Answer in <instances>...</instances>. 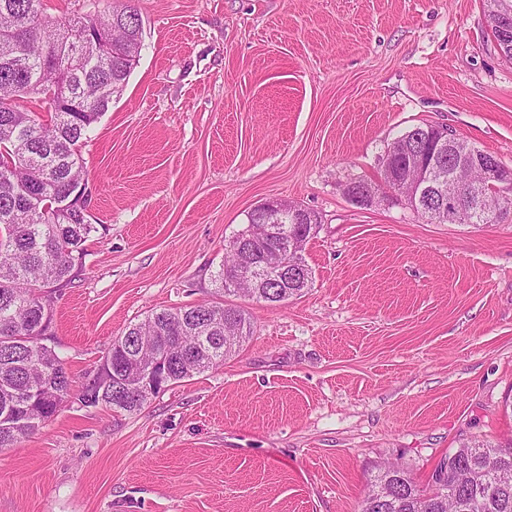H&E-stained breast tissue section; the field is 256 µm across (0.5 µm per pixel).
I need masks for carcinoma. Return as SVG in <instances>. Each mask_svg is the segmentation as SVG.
I'll return each mask as SVG.
<instances>
[{
    "mask_svg": "<svg viewBox=\"0 0 512 512\" xmlns=\"http://www.w3.org/2000/svg\"><path fill=\"white\" fill-rule=\"evenodd\" d=\"M98 42L81 49L87 26ZM142 18L125 2L107 9L52 17L44 0H0V447L14 445L35 429L30 421L44 406L66 401L76 380L54 348L41 343L51 312L42 288L70 280L82 264L85 243L96 227L80 206L57 210L72 189L87 182L81 149L92 124L127 85L142 43ZM435 125H417L399 137L428 149ZM239 237L243 247L226 250L215 275L218 290L251 300L283 303L301 286L279 282L251 288L236 278L244 264L284 249L285 237H263L257 210ZM229 313L240 336L229 346L202 341L203 322ZM156 348L170 355L168 383H181L224 363L251 335L245 311L199 303L148 315L112 341L111 365L81 385L79 401L137 412L148 398L119 380L142 328ZM388 481L385 501L371 507L374 488ZM360 512H512V439L489 442L473 436L434 470L427 487L397 463L378 469Z\"/></svg>",
    "mask_w": 512,
    "mask_h": 512,
    "instance_id": "cac0c4a2",
    "label": "carcinoma"
}]
</instances>
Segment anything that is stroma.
<instances>
[{
  "label": "stroma",
  "mask_w": 512,
  "mask_h": 512,
  "mask_svg": "<svg viewBox=\"0 0 512 512\" xmlns=\"http://www.w3.org/2000/svg\"><path fill=\"white\" fill-rule=\"evenodd\" d=\"M143 47L82 149V267L46 343L77 382L152 311L235 304L252 335L140 411L77 398L0 448V512H358L379 465L426 485L474 435L512 436V215L361 209L347 180L414 126L512 168V62L484 0H135ZM314 211L312 286L218 292L247 214Z\"/></svg>",
  "instance_id": "obj_1"
}]
</instances>
